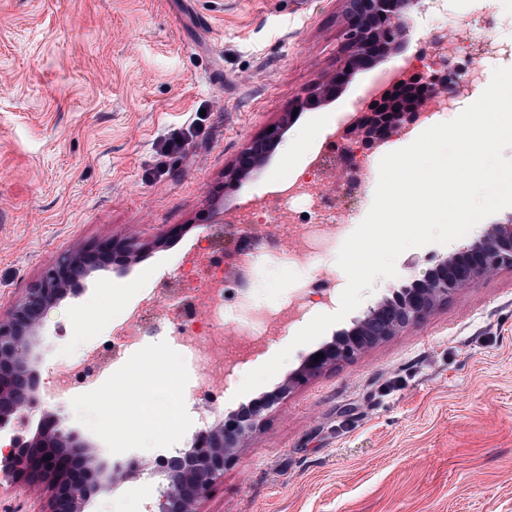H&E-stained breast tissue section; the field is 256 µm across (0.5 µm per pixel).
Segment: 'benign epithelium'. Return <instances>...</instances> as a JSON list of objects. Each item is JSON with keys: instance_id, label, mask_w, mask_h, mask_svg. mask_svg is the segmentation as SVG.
Segmentation results:
<instances>
[{"instance_id": "1", "label": "benign epithelium", "mask_w": 512, "mask_h": 512, "mask_svg": "<svg viewBox=\"0 0 512 512\" xmlns=\"http://www.w3.org/2000/svg\"><path fill=\"white\" fill-rule=\"evenodd\" d=\"M344 37L350 49L344 71L352 72L371 63L373 48L389 50L398 45L402 16L421 8L422 0H344ZM463 81L459 66L448 68L446 78L422 87V102L445 95L456 96ZM421 111H358L351 120L348 137L337 149L358 167L357 158L387 140L392 133L407 131ZM285 129L276 127L264 138L251 142L225 172L235 180L264 159L265 144L279 141ZM133 246L105 241L95 253L73 249L62 253L35 284L27 288L9 317L0 321V427L20 413L37 407L40 329L48 312L68 295H76L81 280L112 256L128 258ZM433 265L423 277L413 278L392 295L369 308L349 331L319 350L323 357L307 355L294 377L302 384L337 362L353 358L387 336L423 322L455 291L478 285L503 267L512 268V215L490 224L481 237L445 257L431 258ZM277 401L268 395L260 401L222 416L214 425L198 430L190 445L170 456L160 455L151 464L135 460L111 463L85 450L87 444L64 425L59 415L49 417L46 428L33 441L16 442L0 449V467L29 481L47 478L51 495L47 512H86L91 498L108 490L116 479L148 471L163 480L159 497L145 505V512H199L224 470L264 421V412Z\"/></svg>"}]
</instances>
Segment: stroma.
<instances>
[{
	"label": "stroma",
	"instance_id": "35a3bbf8",
	"mask_svg": "<svg viewBox=\"0 0 512 512\" xmlns=\"http://www.w3.org/2000/svg\"><path fill=\"white\" fill-rule=\"evenodd\" d=\"M343 10V0H0V319L61 252L115 236L138 245L49 311L42 384L111 336L130 309L162 297L214 210L252 203L324 150L375 76L342 74ZM443 10L449 31L472 21L469 0L414 11L402 55L428 51ZM328 83L330 98L307 102ZM288 112L294 119L265 165L227 182L225 168ZM176 129L187 130V144L162 155ZM453 249H407L397 277L376 280L312 343L292 347L291 329L271 337L252 365L292 347L281 370L242 396L226 387L218 413L188 405L181 431L136 427L143 383L196 379L169 337L148 336L79 396L42 400L24 438L58 414L99 458L149 463L279 389L201 512H512V270L458 290L421 325L353 360L288 383L304 355ZM311 272L262 255L253 299L281 308ZM105 290L112 300L103 304ZM159 484L147 473L120 480L86 512H143ZM49 495L45 483L0 480V512H46Z\"/></svg>",
	"mask_w": 512,
	"mask_h": 512
}]
</instances>
